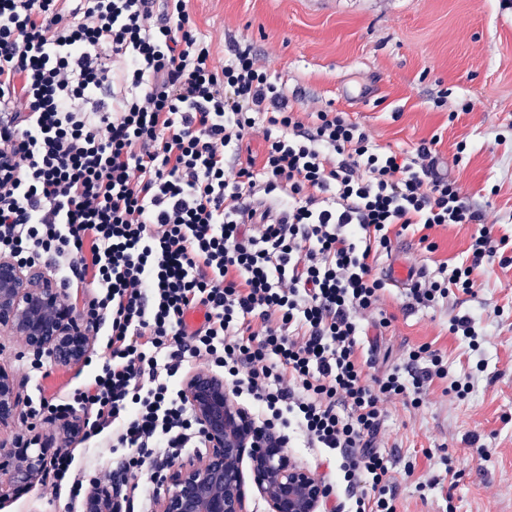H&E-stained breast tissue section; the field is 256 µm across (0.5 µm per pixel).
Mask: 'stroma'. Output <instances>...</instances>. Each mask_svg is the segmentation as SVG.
I'll use <instances>...</instances> for the list:
<instances>
[{
  "label": "stroma",
  "mask_w": 512,
  "mask_h": 512,
  "mask_svg": "<svg viewBox=\"0 0 512 512\" xmlns=\"http://www.w3.org/2000/svg\"><path fill=\"white\" fill-rule=\"evenodd\" d=\"M187 8L217 61L247 40L299 111L345 112L397 152L436 140L440 169L483 212L494 239L512 240V0H188ZM478 227H434L432 250L409 230L391 251L433 279L447 260H466ZM472 278L471 293L429 307L385 288L377 310L359 319L369 377L407 373V350L428 343L449 379L470 385L460 398L436 381L419 406L385 403L377 442L400 512H512V263L484 265ZM383 313L385 328L376 324ZM457 315L471 318L479 348L449 333ZM28 360L19 338L0 335V366L21 392L15 421L0 429L8 441L27 434L31 399L90 374L51 363L33 379Z\"/></svg>",
  "instance_id": "obj_1"
}]
</instances>
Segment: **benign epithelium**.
Returning <instances> with one entry per match:
<instances>
[{
	"label": "benign epithelium",
	"mask_w": 512,
	"mask_h": 512,
	"mask_svg": "<svg viewBox=\"0 0 512 512\" xmlns=\"http://www.w3.org/2000/svg\"><path fill=\"white\" fill-rule=\"evenodd\" d=\"M0 333L19 337L33 355H48L59 366L85 361L92 344L58 283L38 264L0 255ZM183 397L201 427L205 453L173 463L158 473L154 512H246L248 489L268 512H321L329 488L289 454L272 430H261L235 404L224 378L196 372L184 381ZM13 374L0 366V427L18 412ZM83 424L64 420L37 438L0 441V508L37 485L55 449L79 438ZM249 462L246 485L243 462ZM125 481L112 478L89 489L83 512H131Z\"/></svg>",
	"instance_id": "1"
}]
</instances>
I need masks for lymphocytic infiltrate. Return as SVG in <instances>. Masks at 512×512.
<instances>
[{"instance_id": "1", "label": "lymphocytic infiltrate", "mask_w": 512, "mask_h": 512, "mask_svg": "<svg viewBox=\"0 0 512 512\" xmlns=\"http://www.w3.org/2000/svg\"><path fill=\"white\" fill-rule=\"evenodd\" d=\"M258 126L262 157L226 178V152ZM482 221L430 143L395 153L341 112L301 117L250 46L217 63L186 0H0V254L90 286L93 373L29 415L81 417L87 447L109 438L133 498L152 496L140 478L156 457L203 447L181 385L198 370L247 396L259 425L325 449L356 491L349 512H399L375 445L385 402L468 387L427 344L408 353L420 374L368 379L357 316L385 288L372 263L410 228L425 243L475 224L466 263L410 296L469 293L498 254ZM109 477L66 446L40 490L75 506Z\"/></svg>"}]
</instances>
